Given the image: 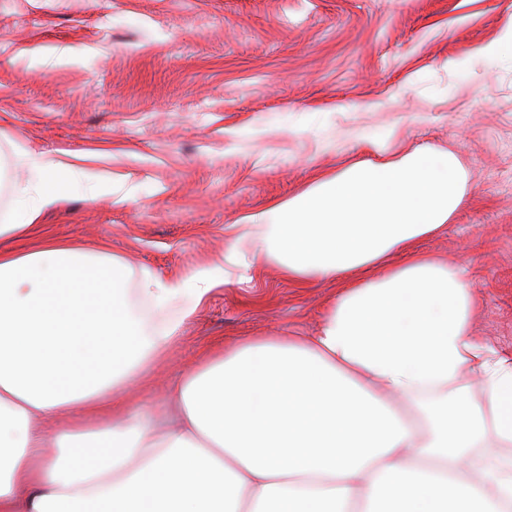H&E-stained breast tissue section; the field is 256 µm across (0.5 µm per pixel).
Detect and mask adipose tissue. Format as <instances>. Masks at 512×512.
<instances>
[{"label": "adipose tissue", "instance_id": "ef3b65f1", "mask_svg": "<svg viewBox=\"0 0 512 512\" xmlns=\"http://www.w3.org/2000/svg\"><path fill=\"white\" fill-rule=\"evenodd\" d=\"M17 159L40 178L0 238L63 194L52 163ZM466 196L445 148L354 162L243 217L223 263L178 281L142 271L145 302L188 301L151 337L120 256L50 236L0 249V512H512V350L474 336L460 266L414 248ZM268 264L298 284L344 280L315 335L203 354L170 392L174 427L126 415L114 389L147 384L215 286Z\"/></svg>", "mask_w": 512, "mask_h": 512}]
</instances>
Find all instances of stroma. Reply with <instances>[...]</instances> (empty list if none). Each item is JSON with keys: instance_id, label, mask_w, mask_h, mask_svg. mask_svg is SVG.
<instances>
[{"instance_id": "obj_1", "label": "stroma", "mask_w": 512, "mask_h": 512, "mask_svg": "<svg viewBox=\"0 0 512 512\" xmlns=\"http://www.w3.org/2000/svg\"><path fill=\"white\" fill-rule=\"evenodd\" d=\"M512 0H0V212L29 149L80 168L45 233L184 279L245 215L357 160L456 153L467 206L421 252L459 264L475 334L512 348ZM93 48L65 62V50ZM338 284L268 265L185 319L129 414L160 419L209 346L306 336Z\"/></svg>"}]
</instances>
